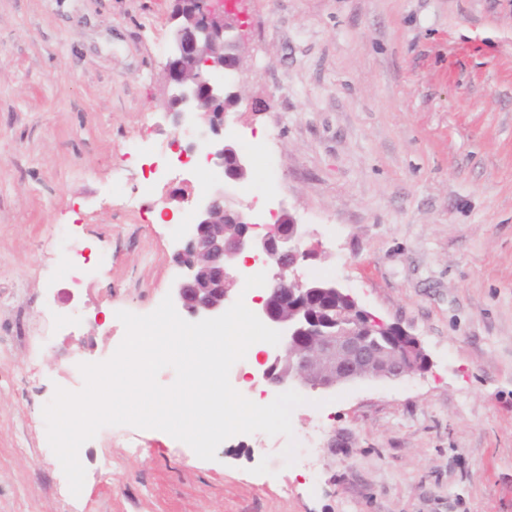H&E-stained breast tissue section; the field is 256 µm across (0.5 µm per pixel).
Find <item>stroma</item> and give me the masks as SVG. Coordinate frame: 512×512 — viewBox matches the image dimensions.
Listing matches in <instances>:
<instances>
[{"label": "stroma", "mask_w": 512, "mask_h": 512, "mask_svg": "<svg viewBox=\"0 0 512 512\" xmlns=\"http://www.w3.org/2000/svg\"><path fill=\"white\" fill-rule=\"evenodd\" d=\"M252 162L229 202L289 209L358 305L415 336L399 379L304 390L294 435L213 461L107 426L80 496L42 409L154 311L180 269L190 183L159 108L170 0H0V512H512V0H236ZM158 212L161 223L146 215ZM88 259L68 288L59 226ZM296 440V461L283 452Z\"/></svg>", "instance_id": "obj_1"}]
</instances>
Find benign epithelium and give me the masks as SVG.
<instances>
[{
    "instance_id": "obj_1",
    "label": "benign epithelium",
    "mask_w": 512,
    "mask_h": 512,
    "mask_svg": "<svg viewBox=\"0 0 512 512\" xmlns=\"http://www.w3.org/2000/svg\"><path fill=\"white\" fill-rule=\"evenodd\" d=\"M212 0H175L174 23L166 51L164 74L170 90L161 105L179 126L186 119H205L210 151L207 160L221 168L223 183L247 177L249 157L224 139L229 109L242 100L239 90V20L234 0L215 12ZM194 210V223L176 242L174 261L181 269L172 286L174 303L203 320L224 313L239 281L244 253L269 267V294L255 315L281 333L271 361L260 363L270 390L322 389L359 379L400 378L427 364L418 340L398 325H386L360 308L332 280H304L300 262L319 252L305 246L303 225L283 210L273 230L253 234L249 215L215 188L195 197L180 191L171 196Z\"/></svg>"
}]
</instances>
